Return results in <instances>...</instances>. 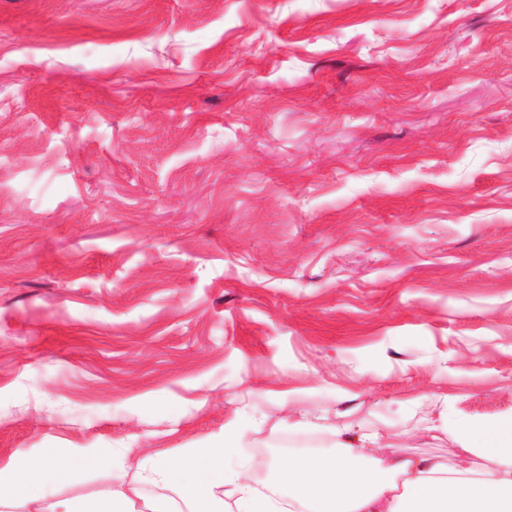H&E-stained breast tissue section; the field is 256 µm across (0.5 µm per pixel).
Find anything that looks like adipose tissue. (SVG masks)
<instances>
[{"instance_id": "1", "label": "adipose tissue", "mask_w": 512, "mask_h": 512, "mask_svg": "<svg viewBox=\"0 0 512 512\" xmlns=\"http://www.w3.org/2000/svg\"><path fill=\"white\" fill-rule=\"evenodd\" d=\"M456 436L469 465L387 462L374 449L342 445L294 455L284 465L270 457L272 481L263 484L239 456L228 426L214 447L176 463L159 453L144 466L143 482L161 493L145 501L143 512H512V417L461 422ZM112 465V456L73 451L14 459L0 468V512L46 498L85 468Z\"/></svg>"}]
</instances>
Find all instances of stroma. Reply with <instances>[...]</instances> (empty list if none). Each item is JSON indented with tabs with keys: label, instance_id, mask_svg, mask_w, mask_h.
I'll return each instance as SVG.
<instances>
[{
	"label": "stroma",
	"instance_id": "35a3bbf8",
	"mask_svg": "<svg viewBox=\"0 0 512 512\" xmlns=\"http://www.w3.org/2000/svg\"><path fill=\"white\" fill-rule=\"evenodd\" d=\"M511 412L512 0H0V468Z\"/></svg>",
	"mask_w": 512,
	"mask_h": 512
}]
</instances>
